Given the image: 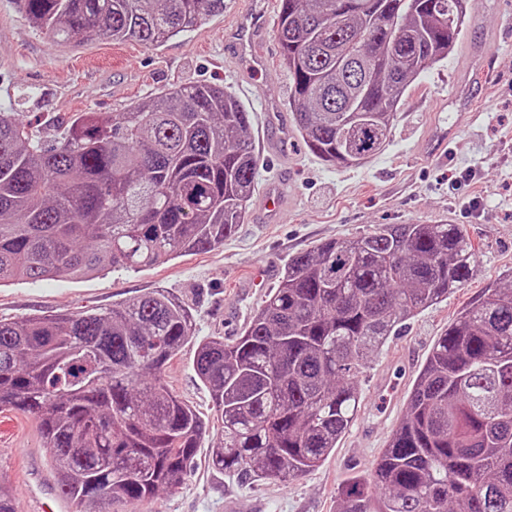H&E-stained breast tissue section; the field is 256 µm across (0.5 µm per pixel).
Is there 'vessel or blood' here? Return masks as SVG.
I'll return each instance as SVG.
<instances>
[{"label":"vessel or blood","instance_id":"1","mask_svg":"<svg viewBox=\"0 0 512 512\" xmlns=\"http://www.w3.org/2000/svg\"><path fill=\"white\" fill-rule=\"evenodd\" d=\"M271 22L268 0H251L248 11L236 16L224 29V62L236 69L239 88L244 94H252L255 80L262 71L266 57L263 47ZM266 129V151L272 155L285 156L291 135L286 115L277 104L265 100L261 103ZM452 138L447 128L438 126L428 133L421 145L425 156L437 157L448 150ZM288 204V181L277 177L269 181L261 198V210L265 222L276 221L281 209Z\"/></svg>","mask_w":512,"mask_h":512}]
</instances>
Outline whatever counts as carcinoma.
I'll list each match as a JSON object with an SVG mask.
<instances>
[{
    "label": "carcinoma",
    "instance_id": "carcinoma-1",
    "mask_svg": "<svg viewBox=\"0 0 512 512\" xmlns=\"http://www.w3.org/2000/svg\"><path fill=\"white\" fill-rule=\"evenodd\" d=\"M279 0V62L307 149L349 167L387 140L421 73L458 47L464 0ZM60 43L86 27L160 46L224 13V0H25ZM405 38V59L388 45ZM250 112L224 88L170 90L128 112H82L52 144L0 112V286L139 269L224 245L259 161ZM480 246L459 224H382L288 258L231 343L192 361L224 443L212 466L254 482L318 468L357 414L356 379L408 320L471 276ZM193 314L163 289L58 316L0 319V410L33 417L60 496L129 505L174 489L206 422L165 384ZM336 512H512V283L464 308L435 343L376 465Z\"/></svg>",
    "mask_w": 512,
    "mask_h": 512
}]
</instances>
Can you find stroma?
<instances>
[{
  "instance_id": "1",
  "label": "stroma",
  "mask_w": 512,
  "mask_h": 512,
  "mask_svg": "<svg viewBox=\"0 0 512 512\" xmlns=\"http://www.w3.org/2000/svg\"><path fill=\"white\" fill-rule=\"evenodd\" d=\"M246 0H224L223 15L153 47L115 43L90 33L72 43L53 42L28 20L23 0H0V112L14 110L38 122L45 135L82 112H124L173 86L210 84L239 95L224 66L219 37L227 16ZM268 63L256 81L252 141L264 142L257 99L288 102L290 77L280 67L278 44L266 45ZM456 136L444 161L429 160L418 144L433 123ZM288 162L259 152V184L288 166L289 205L272 224L251 196L235 234L222 246L137 270L115 268L83 280L60 278L0 287V318L21 319L106 309L112 303L162 288L188 305L193 330L163 378L201 417L211 398L192 359L201 340H233L249 325L269 293L246 287L260 267L282 270L289 256L327 240H351L382 224L463 225L479 243L472 277L408 321L378 352L358 385L361 405L336 450L311 472L285 482L245 484L213 469L210 450L223 438L208 428L183 482L126 510L109 500L97 512H336L338 487L370 470L405 414L414 380L436 341L456 315L484 290L512 274V0H466L464 34L448 58L432 65L402 99L383 149L351 168L326 165L301 135L288 143ZM36 421L0 412V485L16 512H38L58 488Z\"/></svg>"
}]
</instances>
